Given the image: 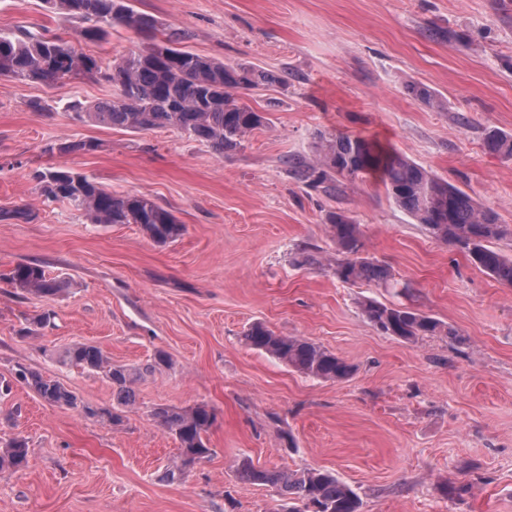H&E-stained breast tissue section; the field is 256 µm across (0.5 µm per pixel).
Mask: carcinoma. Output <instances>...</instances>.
<instances>
[{
    "mask_svg": "<svg viewBox=\"0 0 512 512\" xmlns=\"http://www.w3.org/2000/svg\"><path fill=\"white\" fill-rule=\"evenodd\" d=\"M43 3L80 20L77 37L86 43L103 41L114 24L146 35L152 43L129 51L104 70L94 56L56 36L0 32V76L50 86L64 79L100 74L115 88V96L83 112L88 120L132 133L170 128L207 144L218 155L269 127L268 113L256 111L238 98V93L267 79L262 69L193 53L181 47L185 34L177 30L157 37L156 21L135 12L130 0ZM406 91L430 108L440 107L439 97L427 86L410 83ZM482 140L488 151L512 157V134L486 127ZM288 171L296 180L310 184L377 175L394 202L429 233L462 252L475 268L512 286V254L499 247L501 243L512 246V225L500 223L492 208L475 203L469 194L405 155L362 136L320 132L311 155L288 157ZM37 178L46 197L72 203L92 224H137L154 243L163 246L185 232V225L170 211L145 196L114 194L87 176L62 168L40 172ZM327 224L341 254L333 266L337 279L352 284L373 282L382 288H397L401 294L407 292L408 285L400 284L388 266L364 255L360 224L337 212L327 216ZM10 281L41 296L54 295L62 288L60 281L35 263L17 264ZM361 309L373 326L391 336L455 335L439 320L404 303L388 306L366 299ZM243 340L314 378L341 381L354 370L335 353L303 337L278 334L260 322L245 330ZM58 362L104 374L112 381L116 404L130 408L136 404L134 381L167 366L169 358L159 352L151 362L130 368L112 362L96 346L78 343L59 353ZM15 377L50 404L77 405V398L56 380L25 367L18 368ZM151 415L179 444L178 458L165 469L163 479L180 482L211 455L206 435L217 420L216 413L204 404L187 410L157 404ZM29 453L25 438H13L0 448V471L25 466ZM238 476L244 482L275 488L288 504L284 512H361L362 501L356 491L327 470L265 469L244 462Z\"/></svg>",
    "mask_w": 512,
    "mask_h": 512,
    "instance_id": "obj_1",
    "label": "carcinoma"
}]
</instances>
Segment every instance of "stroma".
Returning <instances> with one entry per match:
<instances>
[{
	"instance_id": "obj_1",
	"label": "stroma",
	"mask_w": 512,
	"mask_h": 512,
	"mask_svg": "<svg viewBox=\"0 0 512 512\" xmlns=\"http://www.w3.org/2000/svg\"><path fill=\"white\" fill-rule=\"evenodd\" d=\"M159 27L187 33V50L255 65L267 82L242 93L269 113L268 129L216 154L170 129L131 133L86 122L67 106L108 101L101 76L51 87L0 76V378L18 366L77 397L50 404L17 384L0 401V444L26 437V467L0 473V512H277L280 496L241 481L235 466L326 469L350 485L363 512H512V287L473 267L366 175L335 191L291 178L327 130L362 135L448 180L512 225V157L490 153L482 129L512 133V0H132ZM78 22L41 0H0V31L72 41ZM432 29L446 31L429 38ZM113 25L81 43L102 64L146 45ZM435 90L426 107L406 82ZM40 99L45 111L34 112ZM94 140L97 151L62 152ZM49 167L84 174L118 194H140L184 224L154 244L135 224H92L37 180ZM361 225L365 253L408 294L346 284L332 265L325 217ZM313 255L314 264L301 263ZM34 262L65 289L14 288ZM413 305L457 338L414 341L382 333L360 299ZM50 324L25 331L41 313ZM261 322L336 353L355 371L339 382L305 376L244 344ZM75 343L139 367L156 351L171 367L135 384L121 424L87 416L111 408L104 375L55 362ZM207 404L217 414L212 453L178 483L161 473L178 443L155 405Z\"/></svg>"
}]
</instances>
